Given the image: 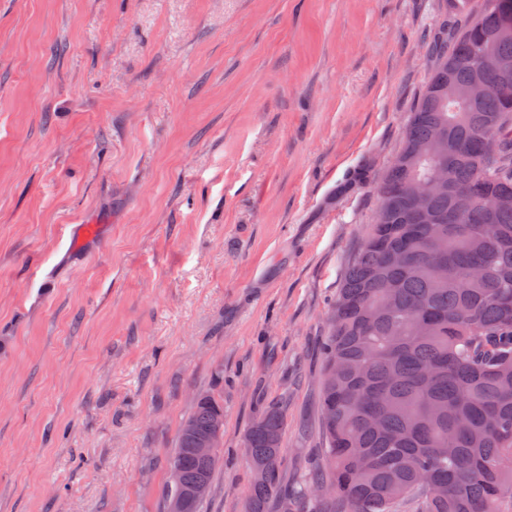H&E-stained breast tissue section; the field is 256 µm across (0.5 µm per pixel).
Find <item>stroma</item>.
I'll return each instance as SVG.
<instances>
[{"instance_id": "stroma-1", "label": "stroma", "mask_w": 512, "mask_h": 512, "mask_svg": "<svg viewBox=\"0 0 512 512\" xmlns=\"http://www.w3.org/2000/svg\"><path fill=\"white\" fill-rule=\"evenodd\" d=\"M448 0H0V512H163L197 396L321 445L319 344Z\"/></svg>"}]
</instances>
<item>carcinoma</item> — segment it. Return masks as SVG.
Here are the masks:
<instances>
[{
	"instance_id": "cac0c4a2",
	"label": "carcinoma",
	"mask_w": 512,
	"mask_h": 512,
	"mask_svg": "<svg viewBox=\"0 0 512 512\" xmlns=\"http://www.w3.org/2000/svg\"><path fill=\"white\" fill-rule=\"evenodd\" d=\"M512 0H487L456 34L428 45V81L404 132L407 163L390 164L378 209L339 288L322 345L324 448L299 486L283 484L272 458L285 428L278 407L264 410L244 435L251 480L245 512H267L272 498H307L329 489L331 512H504L512 503V209L490 197L512 192V41L497 38ZM488 65L490 89L466 108L432 89L469 81ZM448 136L450 190L432 196L436 224L416 220L413 185L437 171L436 134ZM475 194L464 210L456 195ZM222 399L205 395L180 426L168 468L182 487L212 484L220 459L193 451L211 430Z\"/></svg>"
}]
</instances>
